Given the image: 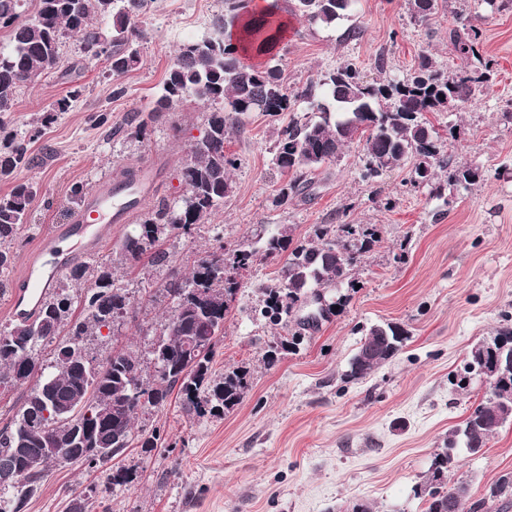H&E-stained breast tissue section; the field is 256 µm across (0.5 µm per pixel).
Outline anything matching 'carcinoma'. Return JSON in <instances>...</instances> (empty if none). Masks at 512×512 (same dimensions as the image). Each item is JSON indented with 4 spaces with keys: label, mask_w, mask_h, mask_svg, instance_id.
<instances>
[{
    "label": "carcinoma",
    "mask_w": 512,
    "mask_h": 512,
    "mask_svg": "<svg viewBox=\"0 0 512 512\" xmlns=\"http://www.w3.org/2000/svg\"><path fill=\"white\" fill-rule=\"evenodd\" d=\"M27 0H0V27L11 31L12 45L0 52V182L9 190L0 193V272L14 259L13 247L29 223L37 188L18 178L34 161L31 144L55 115L79 96L75 89L58 99L47 112L32 119L31 134L18 135L10 122L18 89L48 74L58 63L62 39L77 38L90 60L104 59L114 76L141 64L138 44L146 38L140 24L153 0H35L32 16H23ZM253 0H224L209 32L183 44L175 55L162 95L146 116L127 118L125 131L141 133L159 113L175 108L188 94L221 104L210 113L199 135L192 138L190 161L178 171L182 193L142 213L139 224L119 245V262L135 268L145 255L152 262H168L160 244L175 231L189 234L208 223L232 193L229 173L235 159L226 153L230 129L243 124L252 112L280 116L294 111L298 102L307 113L292 117L277 132L275 165L292 178L280 189L281 205L307 192L312 175L321 167L340 161L349 143L344 127L364 125L362 178L375 186L394 167L412 163L411 180L440 196L444 184L468 189L480 180L478 170L458 165L443 150L432 112H452L480 96L491 78L493 62L477 45L479 28L469 16H460L461 29L450 35L454 49L468 64L454 73L438 68L424 56L415 73L399 80L364 79L355 63L345 61L318 80L291 89L284 77L283 56L277 49L284 40L281 6L271 0L259 10ZM414 23H428L438 0H409ZM356 0H293L291 12L311 25L332 27L347 17ZM448 171L446 183L438 172ZM382 242L375 224H316L309 238L292 243L283 233L269 235L262 250L241 241L206 251L194 261L189 274L170 277L159 291L171 301L170 314L159 321L158 344L139 352L132 348L112 351L101 362L87 353V337L100 336L134 311L138 300L116 283L112 263H76L66 267L63 279L74 281L84 293L74 296L66 287L49 295L34 315L0 326V391L30 384L25 401L12 421L0 429V476L29 474L28 489L12 495L14 509L23 512L47 471L56 465L100 463L92 450L121 456L132 443L157 447L159 430L135 422L167 402L177 392L188 417L217 416L232 410L250 387L244 367L224 370L215 378V346L224 330V319L236 300L241 283L224 280L220 267L229 261L247 271L258 257L281 259L280 278L259 287L262 305L255 315L289 332L279 336L267 351L294 348L302 331L319 326L318 320L295 319L296 308L308 290L356 287L355 270L360 257ZM81 317L72 319L73 307ZM65 339L58 340V336ZM404 331L395 323L374 324L349 362L344 378L360 380L400 351ZM56 343L52 360L40 358V347ZM486 372L492 394L468 408V414L449 434L435 454L428 480L415 487V496L426 500V512H480L485 502L466 505L468 488L442 489L445 474L457 458V449L477 454L487 447L495 431L512 424V327L506 326L489 340L473 346L457 386L465 389L470 376ZM489 497L512 502V474L489 487Z\"/></svg>",
    "instance_id": "cac0c4a2"
}]
</instances>
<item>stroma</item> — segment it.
Returning <instances> with one entry per match:
<instances>
[{"label":"stroma","instance_id":"35a3bbf8","mask_svg":"<svg viewBox=\"0 0 512 512\" xmlns=\"http://www.w3.org/2000/svg\"><path fill=\"white\" fill-rule=\"evenodd\" d=\"M221 6V0H153L140 68L113 77L106 62L86 60L69 38L56 69L19 89L13 127L21 134L50 103L74 89L79 95L33 143L39 162L22 173L39 191L32 226L0 273V325L12 319L9 292L30 254L49 227L68 223L76 211L73 189L86 197L122 170L150 164L158 185L141 209L178 196L175 174L190 159L188 135L213 104L186 97L136 138L120 126L131 112L153 107L179 45L207 33ZM463 10L481 30V54L495 62L492 80L477 99L430 119L455 161L479 169L482 182L468 191L447 186L437 198L411 184L406 164L382 176L377 196L360 177L361 148L353 144L338 163L315 174L311 197L281 206L277 195L286 178L272 163L280 122L250 114L226 144L238 160L231 196L192 235L166 240L171 267L155 266L144 275L117 269L120 284L135 291L142 306L118 335L92 337L91 355L100 361L116 346L147 348L145 328L171 307L168 298L155 296L157 280L172 267L187 272L219 233L225 244L246 240L258 248L271 231L298 241L316 224L380 225L381 247L356 270L359 289L319 329L306 332L295 352L270 363L265 353L281 330L255 317L254 287L276 278L282 263L258 260L241 279L213 362L219 375L229 367L249 368L252 384L242 402L217 417L190 419L170 396L140 419L157 427V448L133 446L116 462L92 468L53 467L24 512H65L76 489L89 492L90 512H351L358 503L373 512H424L415 487L429 477L449 431L488 389L478 376L459 389L454 374L472 346L512 319V8L490 13L479 0H440L437 13L419 26L407 0H359L351 18L330 28L294 19L284 40L293 87L347 60L369 80L402 78L424 56L453 71L465 60L448 34ZM352 26L361 38L344 41ZM118 85L123 93H115ZM103 113L108 123L101 126L96 118ZM384 195L395 200L393 209L383 207ZM398 253L403 263H394ZM388 321L407 331L403 349L365 379L344 382L362 328ZM116 465L135 472L131 486L112 485ZM508 473L512 426L499 429L482 453L459 452L446 485L467 484L470 500H484L482 512H512L487 498L490 485Z\"/></svg>","mask_w":512,"mask_h":512}]
</instances>
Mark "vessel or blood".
Listing matches in <instances>:
<instances>
[{
  "label": "vessel or blood",
  "instance_id": "obj_1",
  "mask_svg": "<svg viewBox=\"0 0 512 512\" xmlns=\"http://www.w3.org/2000/svg\"><path fill=\"white\" fill-rule=\"evenodd\" d=\"M136 205L120 200L111 185H103L89 197L85 206L76 212L70 223L50 230L41 242L22 276L21 288L10 297L9 308L14 317L27 316L28 300L43 301L49 286L70 258L90 250L96 243L98 226L105 218L124 224L136 213Z\"/></svg>",
  "mask_w": 512,
  "mask_h": 512
}]
</instances>
